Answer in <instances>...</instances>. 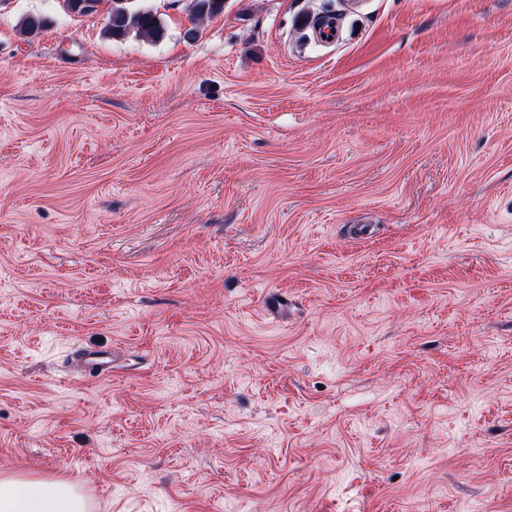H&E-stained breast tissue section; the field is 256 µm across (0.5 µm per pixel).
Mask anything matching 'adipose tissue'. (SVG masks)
Listing matches in <instances>:
<instances>
[{"instance_id":"ef3b65f1","label":"adipose tissue","mask_w":512,"mask_h":512,"mask_svg":"<svg viewBox=\"0 0 512 512\" xmlns=\"http://www.w3.org/2000/svg\"><path fill=\"white\" fill-rule=\"evenodd\" d=\"M0 512H91L88 499L61 479L0 476Z\"/></svg>"}]
</instances>
